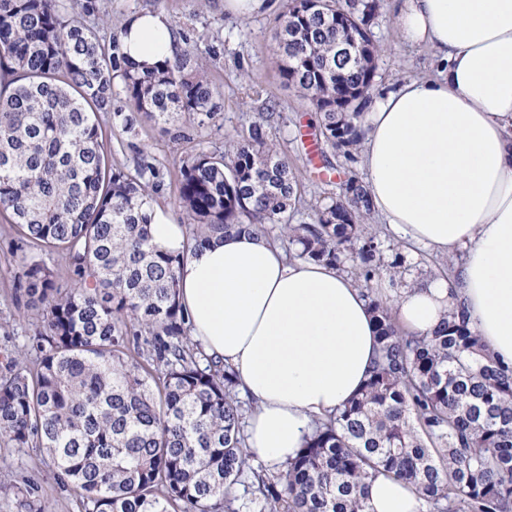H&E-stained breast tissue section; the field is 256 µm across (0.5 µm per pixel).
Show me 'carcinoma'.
Instances as JSON below:
<instances>
[{"label": "carcinoma", "instance_id": "obj_1", "mask_svg": "<svg viewBox=\"0 0 512 512\" xmlns=\"http://www.w3.org/2000/svg\"><path fill=\"white\" fill-rule=\"evenodd\" d=\"M380 0H287L273 35L279 72L320 114L321 143L354 161L363 93L377 76L372 25ZM99 0H0V215L30 249L62 253L72 282L37 261L25 294L43 305V356L0 374V439L43 449L85 512H239L249 480L260 512H365L379 470L418 493L426 512H512V368L501 366L453 308L430 336L398 331L372 281L399 277L401 256L365 230L355 172L335 197L293 223L299 184L252 123L227 152L181 167L179 199L192 247L215 233L278 224L295 256L352 263L368 298L378 356L364 387L315 422L285 472L247 466L234 373L202 355L176 298L184 255L151 242L144 206L160 174L142 159L108 165L99 117L120 74L146 118L204 125L219 92L204 65L179 54L151 72L101 34Z\"/></svg>", "mask_w": 512, "mask_h": 512}]
</instances>
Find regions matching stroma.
Masks as SVG:
<instances>
[{"instance_id": "1", "label": "stroma", "mask_w": 512, "mask_h": 512, "mask_svg": "<svg viewBox=\"0 0 512 512\" xmlns=\"http://www.w3.org/2000/svg\"><path fill=\"white\" fill-rule=\"evenodd\" d=\"M392 7L393 0H383L372 27L381 48L373 86L377 92L404 78L427 77L434 71L431 50L402 43ZM101 8L109 18L104 34L114 38L131 15L165 13L180 35L182 52L202 60L220 90V110L213 122L187 123L175 133L133 111L118 81L112 112L101 120L110 165L130 166L141 157L155 165L162 186L154 201L170 209L178 222L188 221L179 203L183 162L202 152L227 151L263 112L270 116L269 138L287 160L305 202L295 221L306 219L308 205L336 194V181L323 178L306 145L318 130L315 108L279 74L272 33L285 0H269L265 12L247 19L225 14L224 0H101ZM31 255L15 227L0 218V369L10 355H23L31 364L41 356L34 338L42 329V311L16 290ZM0 486L8 490L0 497V512L85 510L81 497L60 482L39 448L0 447Z\"/></svg>"}]
</instances>
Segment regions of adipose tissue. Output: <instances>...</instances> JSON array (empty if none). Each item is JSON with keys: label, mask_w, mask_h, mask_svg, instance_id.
<instances>
[{"label": "adipose tissue", "mask_w": 512, "mask_h": 512, "mask_svg": "<svg viewBox=\"0 0 512 512\" xmlns=\"http://www.w3.org/2000/svg\"><path fill=\"white\" fill-rule=\"evenodd\" d=\"M403 41L431 48L435 76L397 82L362 120L361 165L381 223L459 257L451 275L412 281L391 300L397 324L430 335L456 304L495 358L512 365V0H399ZM121 50L140 71L180 51L166 14L131 16ZM152 242L185 253L178 300L189 334L237 375L252 401L246 446L286 469L314 419L356 395L377 343L368 300L336 267L288 258L258 231L186 252V225L148 204ZM365 512H423L411 487L379 473Z\"/></svg>", "instance_id": "adipose-tissue-1"}]
</instances>
